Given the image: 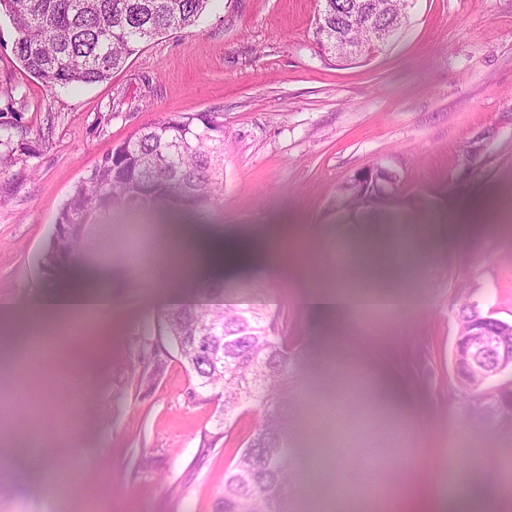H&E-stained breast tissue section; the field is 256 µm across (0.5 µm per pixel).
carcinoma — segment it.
I'll return each mask as SVG.
<instances>
[{"label": "carcinoma", "instance_id": "cac0c4a2", "mask_svg": "<svg viewBox=\"0 0 512 512\" xmlns=\"http://www.w3.org/2000/svg\"><path fill=\"white\" fill-rule=\"evenodd\" d=\"M214 0H7L0 13L16 33L13 52L23 69L53 90L104 82L123 69L140 47L172 31L194 26ZM315 25L328 21L336 31V10L352 0H319ZM402 0H375L366 21L404 26ZM210 123L224 126L223 114H182L146 126L102 157L77 184L60 209L54 236L43 262L57 256L55 270L84 252V227L112 215L117 205L146 207L164 201L183 211H197L220 201L224 139L206 135ZM120 249L139 269L147 263L135 240L108 242L106 256ZM161 326L177 344L198 386L222 403L224 416L243 403L261 417L234 464L224 474L219 512H287L283 494L290 475L287 405L299 400L298 366L306 351L303 336L288 335V318L254 305L224 302V282L208 285L201 299L160 310ZM489 321L475 306L459 311L458 333L468 334ZM463 394L484 403L501 421H512V388L489 394L473 380L458 377ZM355 461L375 470L376 448H348L339 461ZM397 490L368 483L336 484V494L353 498L394 495Z\"/></svg>", "mask_w": 512, "mask_h": 512}]
</instances>
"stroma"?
<instances>
[{"label":"stroma","instance_id":"obj_1","mask_svg":"<svg viewBox=\"0 0 512 512\" xmlns=\"http://www.w3.org/2000/svg\"><path fill=\"white\" fill-rule=\"evenodd\" d=\"M318 0H217L197 26L151 41L106 81L48 90L13 54L0 17V125L11 139L0 164V305L65 286L42 258L74 187L138 129L183 113L224 115L223 194L211 235L256 251L277 226L301 242L292 272L263 261L224 268L226 299L288 314V333L349 352L356 395L347 414L376 421L359 444L381 449V472L405 495L493 490L512 505V478L487 471L512 455V425L463 397L454 369L457 314L512 323V0H415L405 29L370 60L339 62L313 41ZM396 173L397 220L336 207V189L358 171ZM165 209L155 219L116 210L108 236L138 232L146 255L164 251ZM404 242L419 296L410 313L371 307L323 315L305 308L311 286L334 276L337 247L365 239ZM117 306L56 324L0 316V403L35 404L33 422L0 415V512H217L224 471L253 433L244 409L225 430L221 405L198 387L175 342L158 329L137 267L108 263ZM106 326L92 363L77 354ZM54 337L42 367L21 345ZM290 440V512H395V500L328 499L340 472L328 462L333 414L312 428L308 407H336L337 386L303 365ZM326 465L315 472L312 462ZM76 462L48 482L52 462Z\"/></svg>","mask_w":512,"mask_h":512}]
</instances>
